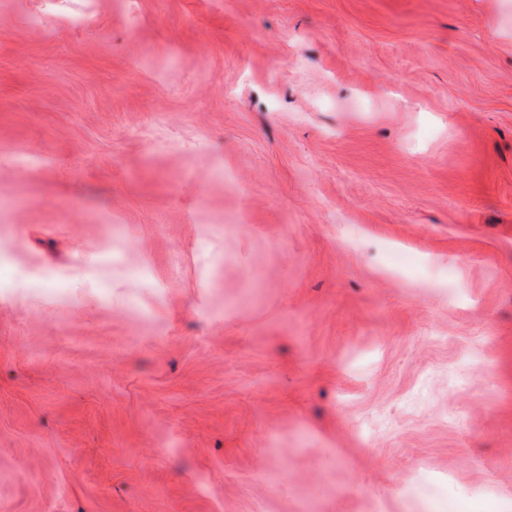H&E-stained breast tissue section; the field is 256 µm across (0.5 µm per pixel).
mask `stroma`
<instances>
[{
	"instance_id": "1",
	"label": "stroma",
	"mask_w": 512,
	"mask_h": 512,
	"mask_svg": "<svg viewBox=\"0 0 512 512\" xmlns=\"http://www.w3.org/2000/svg\"><path fill=\"white\" fill-rule=\"evenodd\" d=\"M63 6L0 0V512L512 503V0Z\"/></svg>"
}]
</instances>
